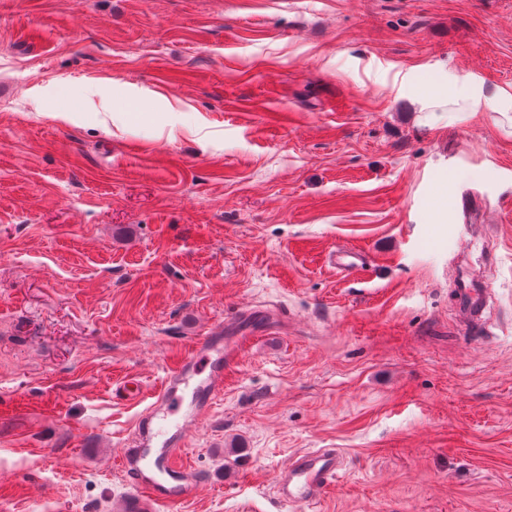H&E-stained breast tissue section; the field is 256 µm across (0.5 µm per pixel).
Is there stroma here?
<instances>
[{"instance_id": "obj_1", "label": "stroma", "mask_w": 512, "mask_h": 512, "mask_svg": "<svg viewBox=\"0 0 512 512\" xmlns=\"http://www.w3.org/2000/svg\"><path fill=\"white\" fill-rule=\"evenodd\" d=\"M246 306L176 512L317 448L321 512H512V0H0V512H113L124 381ZM329 263L338 274L350 275L363 269L368 264L367 255L356 248L336 246L329 256ZM488 288H465L463 294L464 309L469 316V322L476 333L483 334L485 326L480 319L481 311L486 302Z\"/></svg>"}]
</instances>
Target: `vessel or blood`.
<instances>
[{"mask_svg": "<svg viewBox=\"0 0 512 512\" xmlns=\"http://www.w3.org/2000/svg\"><path fill=\"white\" fill-rule=\"evenodd\" d=\"M337 273L363 269L368 258L356 248L340 246L329 256ZM487 289L468 288L463 305L471 327L484 332L480 319ZM261 322L276 326L277 314L245 309L233 320L221 321L201 336L173 368L134 425L133 437L123 448L118 465L131 490L113 506L114 512H173L200 482L197 471L184 461L191 433L211 413L224 393V377L234 368L250 341L238 323ZM345 468L342 453L318 448L294 455L275 483L277 500L295 512H316L327 490Z\"/></svg>", "mask_w": 512, "mask_h": 512, "instance_id": "b4317fda", "label": "vessel or blood"}]
</instances>
